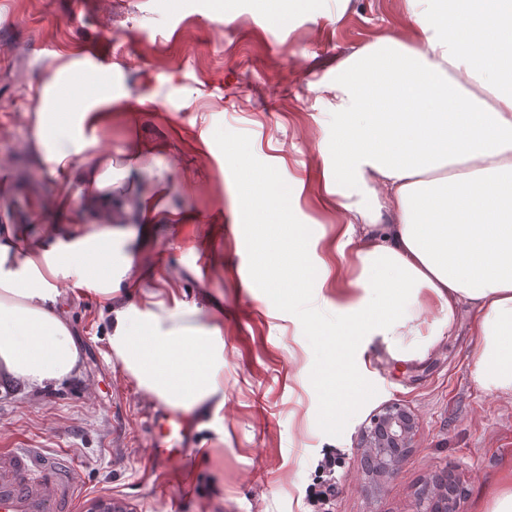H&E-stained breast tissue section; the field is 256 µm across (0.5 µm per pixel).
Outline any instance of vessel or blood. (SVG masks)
Wrapping results in <instances>:
<instances>
[{
  "label": "vessel or blood",
  "mask_w": 512,
  "mask_h": 512,
  "mask_svg": "<svg viewBox=\"0 0 512 512\" xmlns=\"http://www.w3.org/2000/svg\"><path fill=\"white\" fill-rule=\"evenodd\" d=\"M152 466L180 462L197 445L194 421L165 407L148 415ZM82 501L75 462L44 448H0V512H77Z\"/></svg>",
  "instance_id": "obj_1"
}]
</instances>
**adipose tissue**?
<instances>
[{"mask_svg": "<svg viewBox=\"0 0 512 512\" xmlns=\"http://www.w3.org/2000/svg\"><path fill=\"white\" fill-rule=\"evenodd\" d=\"M410 38L383 34L336 65L318 89L338 117L336 163L324 191L336 199V264L309 267L316 236L291 226L288 299L306 282L336 291L346 329L314 339L317 387L339 393L352 331L382 337L392 361L424 360L470 305L482 336L476 376L512 396V0H403ZM145 98L117 92L111 67L70 53L48 65L27 114L28 151L71 200L64 224L33 240L0 224V376L43 388L80 371L81 352L60 305L64 283L104 304L110 352L145 396L184 410L224 409V336L204 309L171 290L135 305L141 269L163 224L165 182L125 180L140 155L101 148L118 111ZM357 183L370 205L352 201Z\"/></svg>", "mask_w": 512, "mask_h": 512, "instance_id": "1", "label": "adipose tissue"}]
</instances>
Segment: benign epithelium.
Wrapping results in <instances>:
<instances>
[{
    "instance_id": "obj_1",
    "label": "benign epithelium",
    "mask_w": 512,
    "mask_h": 512,
    "mask_svg": "<svg viewBox=\"0 0 512 512\" xmlns=\"http://www.w3.org/2000/svg\"><path fill=\"white\" fill-rule=\"evenodd\" d=\"M413 415L402 405L386 406L374 417L367 435L366 454L375 474L390 476L401 462L415 432ZM437 490L425 488L420 497V512H460L461 489L448 474L435 476Z\"/></svg>"
}]
</instances>
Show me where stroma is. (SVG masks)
Wrapping results in <instances>:
<instances>
[{"label":"stroma","mask_w":512,"mask_h":512,"mask_svg":"<svg viewBox=\"0 0 512 512\" xmlns=\"http://www.w3.org/2000/svg\"><path fill=\"white\" fill-rule=\"evenodd\" d=\"M284 14L287 25L274 24ZM232 23H225V16ZM400 0H0V221L39 235L62 223L51 180H31L24 114L44 67L65 50L95 59L155 105L113 119L102 138L122 158L155 145L141 179L170 184L168 204L191 223L161 226L151 246L182 297L224 329V411L197 415L205 460L150 469L146 413L153 402L110 357L97 298L68 289L64 308L83 350L80 372L26 389L0 378V447L66 453L94 512L101 496L127 497L132 512H312L306 489L323 449L343 454L335 512H418L432 472L454 470L463 512L512 466V397L476 380L481 336L462 306L455 329L420 363L391 361L381 337H365L360 373L377 390L342 436L317 426L312 348L297 317L252 282L238 194L214 141L217 128L248 134L254 155L275 166L299 202L293 211L323 242L335 239L336 205L321 190L336 144V114L316 89L352 47L404 34ZM389 403L410 410L417 431L395 474L371 478L363 431Z\"/></svg>","instance_id":"1"}]
</instances>
